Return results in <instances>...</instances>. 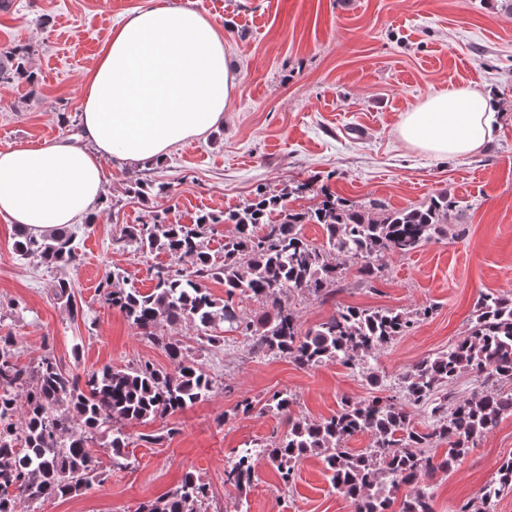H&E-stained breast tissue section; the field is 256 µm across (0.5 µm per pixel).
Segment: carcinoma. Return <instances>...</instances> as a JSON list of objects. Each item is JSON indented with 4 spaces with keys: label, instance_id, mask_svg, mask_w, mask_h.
Here are the masks:
<instances>
[{
    "label": "carcinoma",
    "instance_id": "obj_1",
    "mask_svg": "<svg viewBox=\"0 0 512 512\" xmlns=\"http://www.w3.org/2000/svg\"><path fill=\"white\" fill-rule=\"evenodd\" d=\"M28 62V46L1 48L0 81L35 83ZM133 185L137 196L165 197L171 189L167 182L143 178ZM279 206L277 196L261 192L236 211L209 213L196 224L156 219L123 227L121 241L150 252L162 250L174 263L186 265L175 272L155 269V284L145 292L118 269L106 272L98 284L104 302L166 354L169 370L140 360L80 375L50 353L25 366L16 358L15 337L0 336V512H17L22 500L36 503L82 493L100 480L91 448L102 433H112V467L125 468L127 426L183 410L212 391L213 377L187 357L172 334L183 325H191L204 346L223 343L222 333L235 330L251 342L254 353L282 356L304 368L336 360L379 383L367 356L407 335L432 308L410 314L339 306L303 333L286 297L296 293L324 300L353 267L367 282L382 278L389 258L409 255L447 234L462 201L440 192L417 207L391 210L374 201L350 205L325 188L306 208L282 211ZM214 224L234 225L224 237L219 262L205 245ZM303 224L321 225L325 242L311 244L301 233ZM77 238V231L64 226L39 237L19 226L14 249L47 267H74L80 260ZM209 280L224 283V298L210 292ZM53 292L77 315L69 280L57 279ZM245 300L257 302L259 312L246 314L240 307ZM466 372L479 389L458 398L448 387ZM398 381L402 403L347 396L328 417L291 419L288 433L260 450L238 449L224 470V483L239 492L246 489L260 455L288 487L301 460L317 455L351 512H432L428 477L439 468L452 469L482 435L512 414V301L491 292L480 296L459 339L448 350L413 363ZM294 404V396L277 391L262 404L245 399L240 408L289 414ZM409 405L428 408L431 424L418 428ZM359 433L370 435L371 444L355 453L345 444ZM444 443L448 448L440 456L438 447ZM403 485L412 492L398 502L395 493ZM508 489L512 458L481 489L477 512H495L498 497ZM207 501L205 484L187 472L175 491L141 504L136 512H207Z\"/></svg>",
    "mask_w": 512,
    "mask_h": 512
}]
</instances>
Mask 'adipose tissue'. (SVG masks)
<instances>
[{"instance_id":"obj_1","label":"adipose tissue","mask_w":512,"mask_h":512,"mask_svg":"<svg viewBox=\"0 0 512 512\" xmlns=\"http://www.w3.org/2000/svg\"><path fill=\"white\" fill-rule=\"evenodd\" d=\"M85 82L82 143L0 150V217L36 236L98 212L102 156L165 157L223 119L235 84L212 19L151 2L114 28ZM498 110L489 92L458 85L404 113L398 133L425 153L468 156L494 137Z\"/></svg>"}]
</instances>
